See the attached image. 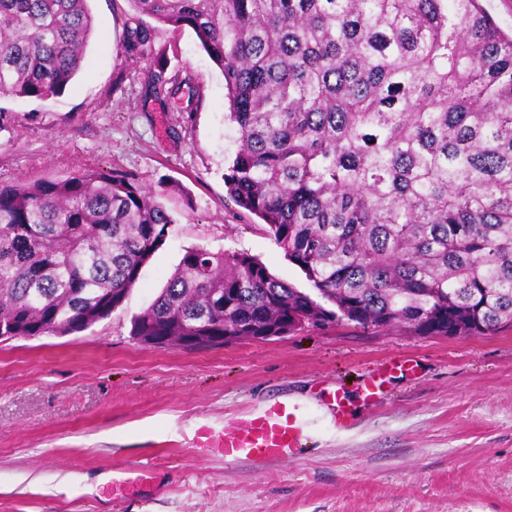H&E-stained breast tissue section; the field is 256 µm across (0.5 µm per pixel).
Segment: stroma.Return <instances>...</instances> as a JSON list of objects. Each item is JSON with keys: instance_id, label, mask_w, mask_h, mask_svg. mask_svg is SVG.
Returning a JSON list of instances; mask_svg holds the SVG:
<instances>
[{"instance_id": "35a3bbf8", "label": "stroma", "mask_w": 512, "mask_h": 512, "mask_svg": "<svg viewBox=\"0 0 512 512\" xmlns=\"http://www.w3.org/2000/svg\"><path fill=\"white\" fill-rule=\"evenodd\" d=\"M82 67L46 101L0 98V184L84 170L166 181L176 222L122 305L69 336L0 340V512H512V328L425 336L355 324L305 326L211 350L149 348L130 335L184 250H243L310 291L270 237L238 224L224 172L237 149L224 77L188 28L154 27L167 74L194 93L144 97L123 38L128 0H90ZM382 373L377 402L366 376ZM343 389L352 419L336 422ZM288 404L298 456L228 460L196 448L199 426Z\"/></svg>"}]
</instances>
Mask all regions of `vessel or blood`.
<instances>
[{"label":"vessel or blood","mask_w":512,"mask_h":512,"mask_svg":"<svg viewBox=\"0 0 512 512\" xmlns=\"http://www.w3.org/2000/svg\"><path fill=\"white\" fill-rule=\"evenodd\" d=\"M196 444L220 448L231 459L281 461L299 453L302 429L288 404L279 403L226 426L216 438L207 428H199Z\"/></svg>","instance_id":"1"}]
</instances>
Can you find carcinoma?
<instances>
[{
  "label": "carcinoma",
  "mask_w": 512,
  "mask_h": 512,
  "mask_svg": "<svg viewBox=\"0 0 512 512\" xmlns=\"http://www.w3.org/2000/svg\"><path fill=\"white\" fill-rule=\"evenodd\" d=\"M192 29L224 76L236 217L320 296L245 251L185 249L130 334L224 346L294 322L484 336L512 327V36L481 0H127ZM88 0H0V97L62 94ZM144 95H176L150 29L128 33ZM166 183L77 172L0 184V336L107 318L164 244Z\"/></svg>",
  "instance_id": "obj_1"
}]
</instances>
